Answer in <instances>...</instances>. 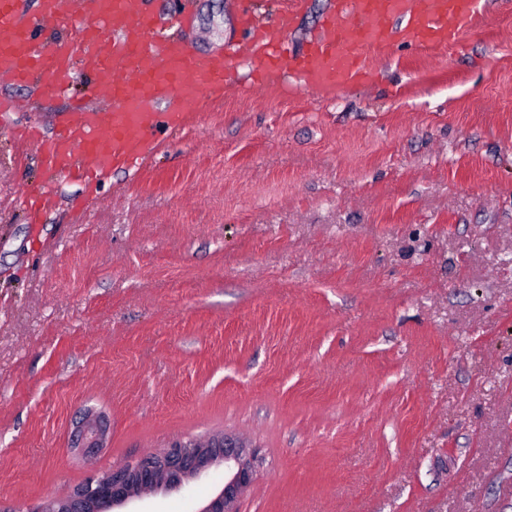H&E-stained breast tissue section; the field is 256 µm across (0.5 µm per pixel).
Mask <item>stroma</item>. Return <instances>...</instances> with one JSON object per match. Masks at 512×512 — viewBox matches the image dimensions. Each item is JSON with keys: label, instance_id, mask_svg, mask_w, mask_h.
<instances>
[{"label": "stroma", "instance_id": "stroma-1", "mask_svg": "<svg viewBox=\"0 0 512 512\" xmlns=\"http://www.w3.org/2000/svg\"><path fill=\"white\" fill-rule=\"evenodd\" d=\"M331 0H305L302 52ZM151 0L159 34L243 46L281 0ZM322 98L240 82L138 173L86 185L19 139L66 99L0 82V501L70 494L232 433L238 512H512V9ZM105 411L109 447L76 454ZM223 469L137 512H197ZM70 438L71 448L77 453L109 447L111 427L107 414L93 408L84 409L73 424Z\"/></svg>", "mask_w": 512, "mask_h": 512}]
</instances>
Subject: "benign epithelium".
<instances>
[{
  "label": "benign epithelium",
  "instance_id": "benign-epithelium-1",
  "mask_svg": "<svg viewBox=\"0 0 512 512\" xmlns=\"http://www.w3.org/2000/svg\"><path fill=\"white\" fill-rule=\"evenodd\" d=\"M111 427L102 410L85 409L73 424L71 448L77 453L107 448ZM262 459L235 434L175 440L132 463L95 473L64 498L45 497L24 507L0 505V512H124L129 504L199 480L224 467V484L197 512H238L237 503L256 479Z\"/></svg>",
  "mask_w": 512,
  "mask_h": 512
}]
</instances>
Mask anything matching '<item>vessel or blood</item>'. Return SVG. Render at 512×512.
Returning <instances> with one entry per match:
<instances>
[{"mask_svg":"<svg viewBox=\"0 0 512 512\" xmlns=\"http://www.w3.org/2000/svg\"><path fill=\"white\" fill-rule=\"evenodd\" d=\"M22 0H0V78L37 84L62 96L74 73L90 80L97 107L71 104L76 119L50 136L27 134L49 169L74 180L114 170H136L158 137L183 128L235 83L237 55L208 57L157 35L147 0H39V16ZM300 0H289L270 26L252 30L254 73L265 82L295 72L301 86L320 96L367 79L371 54L416 45L438 52L481 24L485 0H332L318 37L294 57L282 52ZM62 35L45 44L43 23Z\"/></svg>","mask_w":512,"mask_h":512,"instance_id":"1","label":"vessel or blood"}]
</instances>
